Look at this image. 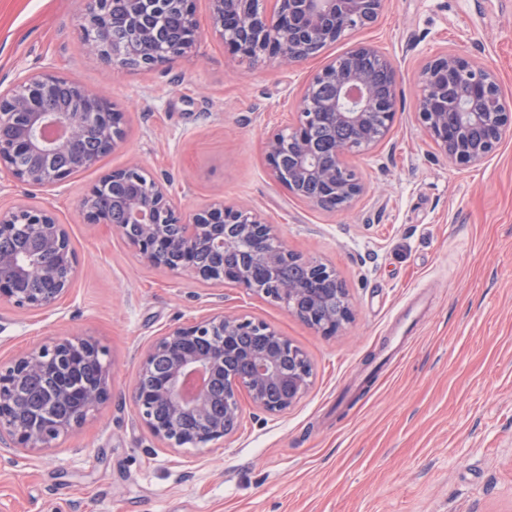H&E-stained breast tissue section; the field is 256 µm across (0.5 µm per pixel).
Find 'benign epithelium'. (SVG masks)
<instances>
[{"label": "benign epithelium", "mask_w": 512, "mask_h": 512, "mask_svg": "<svg viewBox=\"0 0 512 512\" xmlns=\"http://www.w3.org/2000/svg\"><path fill=\"white\" fill-rule=\"evenodd\" d=\"M209 0L212 32L225 38L228 51L241 60L277 67L297 66L316 56L319 47L334 44L345 32L373 25L385 0ZM177 4L186 24L166 54L151 47V34L135 30L119 45L110 44L104 20L112 0H82L78 27L87 50L110 62L114 69L154 68L189 53L201 39L195 17L196 0H124L129 19L140 6L165 10ZM90 30L101 39H87ZM370 55L391 77V60L370 44L358 45L343 59L327 61L301 89L296 123L269 135L265 158L273 179L288 181V189L313 206L330 212L346 211L364 193V185L349 164L353 150L336 148L331 170L314 155L315 132L322 126L344 125L361 136L372 112L384 121L364 150L386 139L396 112L394 99L375 96L369 74L356 63ZM331 80L336 94L311 104L320 80ZM66 83L79 110L60 111L50 105L54 86ZM420 126L448 158L462 167L482 163L512 130L498 77L488 64L453 52L426 60L417 77ZM460 87V111L448 112V91ZM91 135L101 139L104 152L125 140V113L111 109L105 95L65 76L52 67L18 78L0 88V181L57 185L73 171L52 161L72 156L81 169L98 158L83 154ZM288 151V171L277 166ZM324 183L321 193L305 190L308 182ZM134 182L139 189L121 199L129 222L141 227L132 244L149 265L186 273L197 281L230 284L270 298L284 306L315 332L333 336L348 324L353 312L346 288L336 272L288 249H271L276 235L269 222L250 209L215 201L184 218L165 183L148 174L136 160L105 174L97 183ZM95 189L79 203L89 224H112L109 214L93 205ZM186 225L185 236L174 238L168 225ZM22 236L19 251L0 252V304L31 311L52 310L70 295L77 257L65 225L48 208L17 204L0 207V238ZM38 279L40 287H29ZM105 349L81 336H57L50 343L0 362V448L46 451L69 434L109 395ZM313 375L305 352L263 320L222 311L191 316L156 338L145 351L132 389L139 417L167 448L208 447L224 442L237 427L242 399L271 416L288 411L306 394ZM32 379L43 385V404L24 402L23 389Z\"/></svg>", "instance_id": "1"}]
</instances>
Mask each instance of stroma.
Masks as SVG:
<instances>
[{"instance_id":"obj_1","label":"stroma","mask_w":512,"mask_h":512,"mask_svg":"<svg viewBox=\"0 0 512 512\" xmlns=\"http://www.w3.org/2000/svg\"><path fill=\"white\" fill-rule=\"evenodd\" d=\"M78 0H0V85L45 66L102 91L125 144L54 186L0 183V206L45 205L77 256L58 309L0 305V359L64 334L97 340L110 396L41 454L0 453V512H512V133L477 166L452 164L415 119V76L436 52L491 65L512 105V0H385L378 21L307 63L238 62L210 33L196 54L113 72L86 53ZM369 42L395 64L387 138L351 165L368 190L328 213L270 175L263 143L295 120L302 86ZM138 159L185 213L221 199L267 219L290 250L334 269L353 318L315 333L270 299L145 264L80 200ZM221 308L263 320L313 366L279 416L244 404L219 448H166L131 391L165 330Z\"/></svg>"}]
</instances>
